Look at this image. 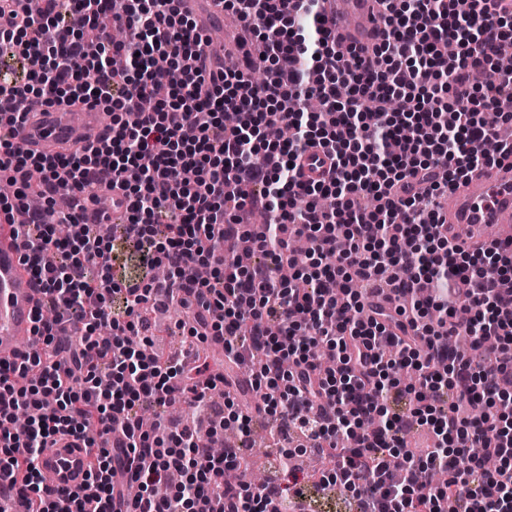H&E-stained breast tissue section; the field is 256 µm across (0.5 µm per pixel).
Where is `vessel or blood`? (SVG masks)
Wrapping results in <instances>:
<instances>
[{
  "mask_svg": "<svg viewBox=\"0 0 512 512\" xmlns=\"http://www.w3.org/2000/svg\"><path fill=\"white\" fill-rule=\"evenodd\" d=\"M183 11L194 16L203 32L224 16L222 0H182ZM326 12L345 56L367 57L379 41L382 21L377 0H327ZM106 132V116L93 106L52 107L33 103L27 118L14 131V143L24 152L70 154ZM446 223L461 226L465 246L480 245L482 229L497 224L503 238L512 237V158L469 176L452 197ZM23 249L9 225H0V360L13 359L16 339L32 338L36 286L22 264ZM90 455L82 441L56 437L38 460L43 491L57 496L86 482Z\"/></svg>",
  "mask_w": 512,
  "mask_h": 512,
  "instance_id": "1",
  "label": "vessel or blood"
}]
</instances>
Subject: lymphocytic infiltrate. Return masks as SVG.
I'll return each instance as SVG.
<instances>
[{
	"label": "lymphocytic infiltrate",
	"mask_w": 512,
	"mask_h": 512,
	"mask_svg": "<svg viewBox=\"0 0 512 512\" xmlns=\"http://www.w3.org/2000/svg\"><path fill=\"white\" fill-rule=\"evenodd\" d=\"M324 0H224L251 33L232 64L208 77V40L179 0H128L125 42L113 39L108 0H43L41 15L0 7V57L22 59L25 83L1 81L0 97L44 105L72 100L112 109L105 135L45 158L0 139V175L13 179L0 214L13 224L41 301L37 347L0 361V472L22 512H282L303 506L306 486H340L356 512H512V292L483 264L512 275V241L470 251L439 221V198L492 165L482 145L512 156L498 129L512 113V67L497 61L512 39L503 0H379L383 35L368 62L336 50ZM170 101L146 112L160 83ZM322 103L308 112L310 97ZM238 115L224 123L226 112ZM284 126L289 137L269 140ZM313 148L331 160L303 180ZM496 155V156H497ZM119 193L122 214L87 223L84 202ZM66 196L71 232L55 236L29 198ZM306 199L305 209L295 207ZM264 211L258 262H239L244 208ZM310 243L299 282L296 237ZM141 256L142 276L112 270L115 241ZM163 265L166 280L150 271ZM210 268L205 280L192 266ZM195 312L193 336H220L224 357L262 361L248 381L278 434L307 438L331 459L295 468L275 449L261 484L224 481L248 453L247 437L211 450L208 436L169 430L177 396L203 373L199 354L170 358L130 347L151 306ZM77 332V346L58 339ZM336 366L322 372L317 352ZM413 372L401 386L400 371ZM150 405L155 428L139 411ZM431 442L412 445L414 429ZM83 438L92 458L86 492L43 494L36 462L52 438ZM497 461L484 467V456Z\"/></svg>",
	"instance_id": "obj_1"
}]
</instances>
